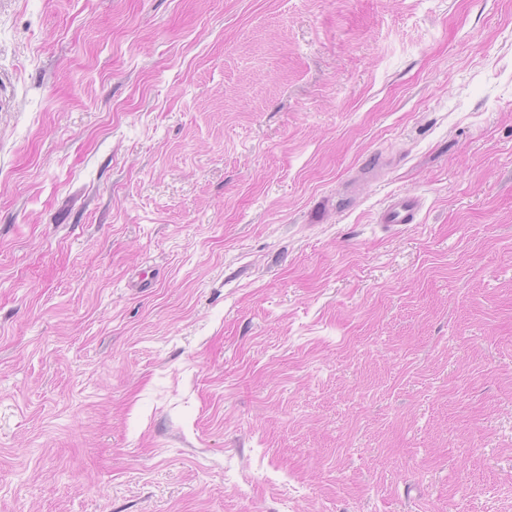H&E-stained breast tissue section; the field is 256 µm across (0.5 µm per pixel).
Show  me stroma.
<instances>
[{"label": "stroma", "instance_id": "1", "mask_svg": "<svg viewBox=\"0 0 512 512\" xmlns=\"http://www.w3.org/2000/svg\"><path fill=\"white\" fill-rule=\"evenodd\" d=\"M0 512H512V0H0ZM422 208L421 199L409 193L389 199L377 216L381 224H415Z\"/></svg>", "mask_w": 512, "mask_h": 512}]
</instances>
